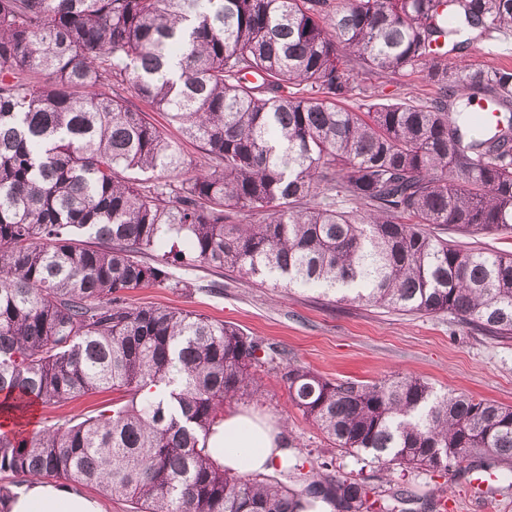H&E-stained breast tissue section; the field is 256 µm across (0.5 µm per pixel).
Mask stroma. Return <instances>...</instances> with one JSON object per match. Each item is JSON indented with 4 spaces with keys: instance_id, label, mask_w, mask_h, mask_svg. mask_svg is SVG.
Segmentation results:
<instances>
[{
    "instance_id": "stroma-1",
    "label": "stroma",
    "mask_w": 512,
    "mask_h": 512,
    "mask_svg": "<svg viewBox=\"0 0 512 512\" xmlns=\"http://www.w3.org/2000/svg\"><path fill=\"white\" fill-rule=\"evenodd\" d=\"M463 58L485 69H512V35L477 41ZM356 83L364 94L388 101L433 94L432 87L415 75H362ZM173 276L189 282L190 290L165 284L141 288L127 293L128 303L193 310L235 324L251 336L286 349L293 361L331 379L371 382L400 373L423 379L438 390L512 405V339L488 336L448 314L420 315L366 303H337L320 291L303 288L283 294L245 278L225 280L198 267L174 268ZM283 373L280 367L258 368L261 396L242 398L238 405L281 426L303 474L360 476L376 493H405L406 512H512V468L498 462L480 464L498 476L496 493L485 504L471 496L467 469L445 474L389 472L369 456L341 453L292 408ZM108 400L103 393L37 409L28 417L27 428L34 431L70 418L97 415Z\"/></svg>"
}]
</instances>
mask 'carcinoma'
Masks as SVG:
<instances>
[{
    "label": "carcinoma",
    "instance_id": "cac0c4a2",
    "mask_svg": "<svg viewBox=\"0 0 512 512\" xmlns=\"http://www.w3.org/2000/svg\"><path fill=\"white\" fill-rule=\"evenodd\" d=\"M511 31L512 0H0V415L126 397L28 435L0 425V512L32 478L95 485L135 512H397L403 498L374 499L362 479L296 490L224 468L206 446L224 406L259 395L257 368L288 352L125 294L190 287L170 282L183 264L512 338V253L429 230L512 236V69L442 63ZM373 73H421L436 95L339 106ZM477 92L497 112L489 132ZM130 94L204 167L186 171ZM283 377L345 454L512 467V406L414 377L298 363ZM159 385L168 400L145 394ZM141 108L146 110L153 122L162 128L167 134L168 138L174 142L180 149L182 158L185 162V170L194 171L195 168H200L201 154L196 147V144L184 138L179 131L178 127L169 122L168 117L163 112L151 111L145 104L134 100Z\"/></svg>",
    "mask_w": 512,
    "mask_h": 512
}]
</instances>
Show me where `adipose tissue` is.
<instances>
[{"instance_id":"1","label":"adipose tissue","mask_w":512,"mask_h":512,"mask_svg":"<svg viewBox=\"0 0 512 512\" xmlns=\"http://www.w3.org/2000/svg\"><path fill=\"white\" fill-rule=\"evenodd\" d=\"M207 446L237 473L269 472L285 454L280 428L246 408L225 411ZM10 512H97V506L81 493L38 479L15 499Z\"/></svg>"}]
</instances>
